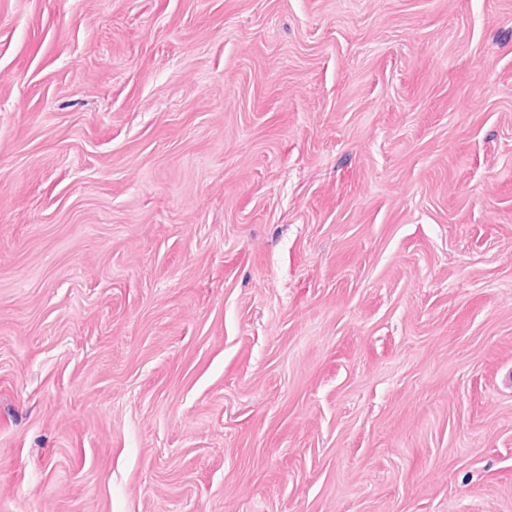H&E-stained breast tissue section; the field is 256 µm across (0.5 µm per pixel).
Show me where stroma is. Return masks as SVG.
<instances>
[{
	"label": "stroma",
	"instance_id": "1",
	"mask_svg": "<svg viewBox=\"0 0 512 512\" xmlns=\"http://www.w3.org/2000/svg\"><path fill=\"white\" fill-rule=\"evenodd\" d=\"M0 512H512V0H0Z\"/></svg>",
	"mask_w": 512,
	"mask_h": 512
}]
</instances>
